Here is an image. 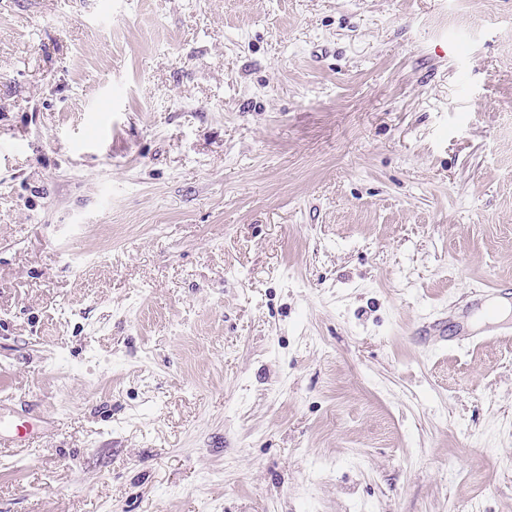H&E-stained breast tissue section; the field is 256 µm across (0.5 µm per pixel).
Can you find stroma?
<instances>
[{
  "instance_id": "1",
  "label": "stroma",
  "mask_w": 512,
  "mask_h": 512,
  "mask_svg": "<svg viewBox=\"0 0 512 512\" xmlns=\"http://www.w3.org/2000/svg\"><path fill=\"white\" fill-rule=\"evenodd\" d=\"M512 0H0V512H512ZM20 426L0 416V447L1 448H32L36 443L32 428L22 432ZM7 446V447H6Z\"/></svg>"
}]
</instances>
